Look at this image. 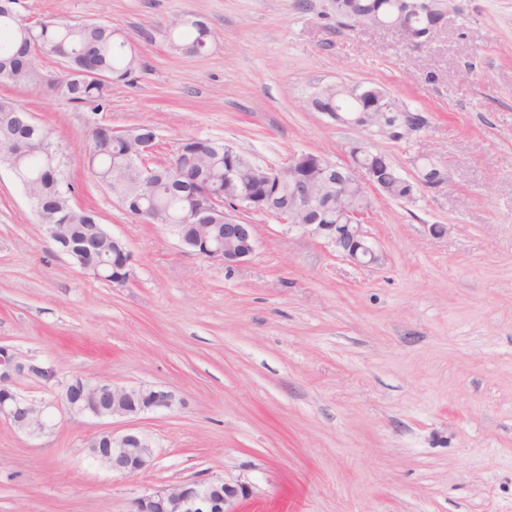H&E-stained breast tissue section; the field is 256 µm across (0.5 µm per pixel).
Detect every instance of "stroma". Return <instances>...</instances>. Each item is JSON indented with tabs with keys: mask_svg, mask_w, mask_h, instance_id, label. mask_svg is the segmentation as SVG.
Returning <instances> with one entry per match:
<instances>
[{
	"mask_svg": "<svg viewBox=\"0 0 512 512\" xmlns=\"http://www.w3.org/2000/svg\"><path fill=\"white\" fill-rule=\"evenodd\" d=\"M16 12L113 23L135 45L133 82L96 112L0 86L50 130L75 203L125 243L134 277L119 287L71 268L0 166V344L62 375L164 386L175 404L139 420L156 458L131 479L87 454L123 421L63 413L32 439L0 420V512H130L144 491L215 477L248 486L235 512H512V0H448L422 49L338 25L330 0H20ZM179 16L208 24L205 53L169 37ZM357 84L427 126L396 141L309 104L319 87ZM95 123L152 126L156 162L188 137L263 166L303 151L341 163L365 140L406 176L431 156L450 184L374 198L364 230L378 264L253 213L256 251L228 268L96 182Z\"/></svg>",
	"mask_w": 512,
	"mask_h": 512,
	"instance_id": "stroma-1",
	"label": "stroma"
}]
</instances>
